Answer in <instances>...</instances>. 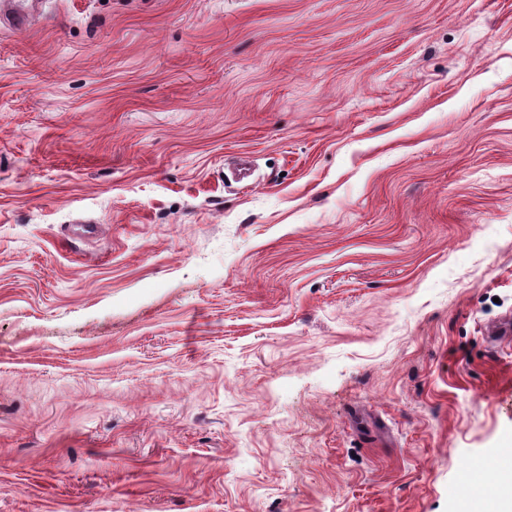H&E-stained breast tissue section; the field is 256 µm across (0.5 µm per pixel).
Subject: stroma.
I'll return each mask as SVG.
<instances>
[{
	"instance_id": "35a3bbf8",
	"label": "stroma",
	"mask_w": 512,
	"mask_h": 512,
	"mask_svg": "<svg viewBox=\"0 0 512 512\" xmlns=\"http://www.w3.org/2000/svg\"><path fill=\"white\" fill-rule=\"evenodd\" d=\"M28 17L0 24V512H466L496 484L512 0Z\"/></svg>"
}]
</instances>
